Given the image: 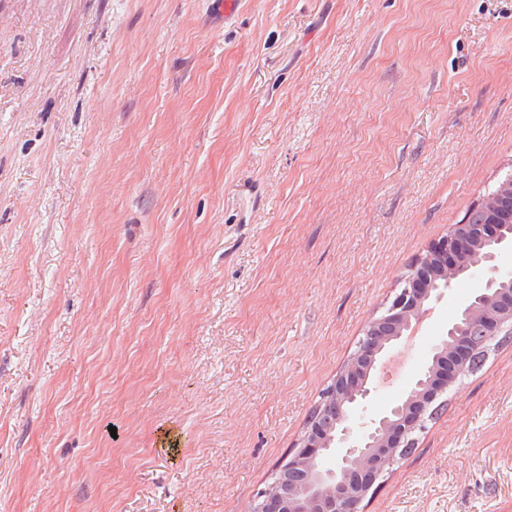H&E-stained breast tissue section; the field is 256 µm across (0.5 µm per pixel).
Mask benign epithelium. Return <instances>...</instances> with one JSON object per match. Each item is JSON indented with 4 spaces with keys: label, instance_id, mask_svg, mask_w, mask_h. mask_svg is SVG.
I'll return each instance as SVG.
<instances>
[{
    "label": "benign epithelium",
    "instance_id": "1",
    "mask_svg": "<svg viewBox=\"0 0 512 512\" xmlns=\"http://www.w3.org/2000/svg\"><path fill=\"white\" fill-rule=\"evenodd\" d=\"M512 226L455 224L402 278L399 292L364 330L357 350L324 390L293 451L258 494L251 512H363L369 492L415 445L430 408L470 369L472 355L512 334ZM480 273L484 292L464 301L400 398L369 409L373 374L400 346L421 335L435 306L459 277ZM301 473V480L291 475Z\"/></svg>",
    "mask_w": 512,
    "mask_h": 512
}]
</instances>
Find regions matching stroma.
Listing matches in <instances>:
<instances>
[{"mask_svg": "<svg viewBox=\"0 0 512 512\" xmlns=\"http://www.w3.org/2000/svg\"><path fill=\"white\" fill-rule=\"evenodd\" d=\"M212 3L0 0V512H250L512 172V0ZM445 401L365 512H512V342Z\"/></svg>", "mask_w": 512, "mask_h": 512, "instance_id": "obj_1", "label": "stroma"}]
</instances>
